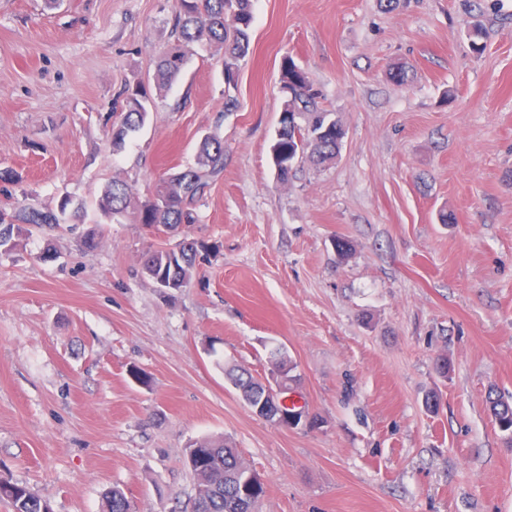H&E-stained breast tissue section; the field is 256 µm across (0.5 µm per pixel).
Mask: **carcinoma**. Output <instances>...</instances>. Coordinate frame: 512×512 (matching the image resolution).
I'll return each instance as SVG.
<instances>
[{
    "mask_svg": "<svg viewBox=\"0 0 512 512\" xmlns=\"http://www.w3.org/2000/svg\"><path fill=\"white\" fill-rule=\"evenodd\" d=\"M174 31L177 43L160 53L155 82L158 89L168 87L181 73L188 59V46L207 44L222 54L224 64V111L238 106L234 95L237 88L238 63L250 49L253 26L252 0H174ZM279 93L284 100L283 130L279 136V151L289 153V166L279 170L277 179L288 183L295 164L303 153L317 164L336 160L345 137L342 124L319 105L321 94L309 80L305 70L286 55L280 66ZM150 95L146 86L136 83L126 88L120 104L119 120L112 123V143L116 150L125 146L129 134L144 125ZM224 171V141L211 134L204 137L197 149L194 165L171 173L143 201H136L128 184L113 180L98 201L102 215L116 218L127 212L135 214L137 223L194 224L196 205L206 195L211 182ZM69 200H62L59 212L34 206L0 210V250L15 246L14 235L28 226H54L59 215L66 212ZM209 247L195 240L180 243V250L157 247L143 261V271L157 284L170 279L188 286L200 258L208 255ZM226 375L244 402H252L264 392L261 379L244 368H230ZM487 403L500 431L512 434V402L491 391ZM186 466L195 479L194 496L185 512H256L263 487L246 496L241 491L248 466L238 450L222 437H208L192 442L186 452ZM0 488L12 512H51L49 503L27 486L0 478ZM105 512H134L124 492L114 488L106 493Z\"/></svg>",
    "mask_w": 512,
    "mask_h": 512,
    "instance_id": "carcinoma-1",
    "label": "carcinoma"
}]
</instances>
